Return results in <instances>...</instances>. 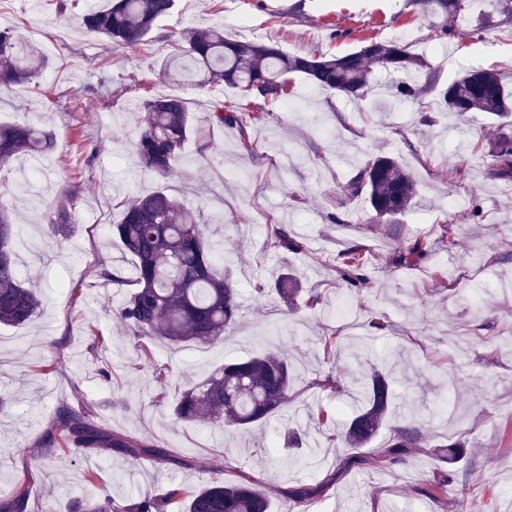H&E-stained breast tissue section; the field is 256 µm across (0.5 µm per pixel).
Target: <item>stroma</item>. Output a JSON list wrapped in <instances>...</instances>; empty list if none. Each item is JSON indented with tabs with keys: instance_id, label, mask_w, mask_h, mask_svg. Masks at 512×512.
<instances>
[{
	"instance_id": "35a3bbf8",
	"label": "stroma",
	"mask_w": 512,
	"mask_h": 512,
	"mask_svg": "<svg viewBox=\"0 0 512 512\" xmlns=\"http://www.w3.org/2000/svg\"><path fill=\"white\" fill-rule=\"evenodd\" d=\"M58 0H0V29L16 30L49 62L37 85L0 90V121L46 126L55 133L34 182L23 173L27 158L14 161L0 196L24 194L13 221L19 238L22 278L37 288L41 313L30 324L0 329V502L29 489L28 512H70L88 493L109 495L123 505L158 497L170 483L195 487L216 474L248 473L272 501L274 512H512V348L497 349L512 331V181L491 175L497 125L484 113L458 117L408 103L387 106L380 93L352 100L310 87L294 76L296 108L254 100L268 113L251 127L256 158L241 155L237 128L211 127L206 150L188 142L185 163L166 179L142 171L131 142L147 96L184 97L193 118L206 124L216 101L237 99L229 88L158 82L157 62L170 54V37L184 29L223 27L233 38L276 40L286 52L320 50L341 55L371 37L403 38L430 63L440 85L472 67L512 75V23L503 22L490 0H473L455 35L435 40L431 19L416 15L406 0H180L142 46L114 48L88 35L78 11L59 12ZM84 137L97 147L91 165L72 144ZM389 154L415 177L417 196L393 224L370 223L367 196L345 199L343 187L369 160ZM466 162L463 181L448 169ZM166 187L185 207L200 212L214 239L224 242V265L238 281L243 317L223 343L171 347L153 343L144 356L112 316L119 289L97 282L101 266L130 269V258L109 234L129 195ZM481 205L484 219L469 213ZM72 212L68 236L53 234L59 206ZM289 225L300 253L265 248V226ZM449 232L455 248L440 241ZM373 253L369 284L358 292L336 280L331 261L337 240ZM421 241L428 254L414 267L395 264L398 251ZM293 269L303 288L319 289L324 313L288 311L272 286ZM268 295H254L257 284ZM388 322L370 331L369 319ZM108 340L93 347L91 332ZM337 334L342 345L326 353L322 339ZM276 352L293 363L297 398L265 424L247 431L204 422H174L153 376L168 367V393L206 379L224 361ZM401 354L409 365L395 377L397 404L414 408L419 434L405 463L386 469L378 458L400 420L390 415L380 435L359 450L346 448L333 427L318 425L321 410L348 417V395L360 374ZM55 372H45L46 364ZM107 368L101 376L99 368ZM332 373L338 392L309 388L316 374ZM84 397L104 424L147 443L163 445L168 460L127 459L106 452L45 455L43 439L57 408ZM316 423L305 463L291 466L282 448L285 427ZM463 442L466 452L444 462V445ZM95 473V486L85 476ZM449 473L454 496L434 489ZM310 488L295 503L298 488Z\"/></svg>"
}]
</instances>
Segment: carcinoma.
<instances>
[{
	"label": "carcinoma",
	"instance_id": "1",
	"mask_svg": "<svg viewBox=\"0 0 512 512\" xmlns=\"http://www.w3.org/2000/svg\"><path fill=\"white\" fill-rule=\"evenodd\" d=\"M469 0H408L413 11L437 18L436 37L448 39L453 23L467 12ZM175 8V0H104V6L80 16L89 34L129 47L143 43L154 33L160 19ZM176 52L158 63V74L176 81L198 79V83L232 88L240 102L218 103L209 122L235 126L240 131L243 153L254 156L256 145L248 134L252 123L265 121L267 112H245L243 102L261 98L278 103L293 94L289 76H304L313 88L360 98L372 90L369 77L374 69L391 75L382 93L397 102H409L424 112L431 108L429 94L436 78L427 74L423 84L415 73L426 68L424 58L400 40L371 38L354 52L342 56L317 53L289 54L273 42L239 40L224 34V28L186 30L175 39ZM46 60L24 44L13 32L0 31V86H24L39 78ZM443 111L463 115L485 112L493 116L512 114V89L495 70L472 68L448 83L439 93ZM133 156L139 167L160 178L182 163L190 137L207 147V134L195 127L187 102L180 96H155L143 103ZM51 132L38 127L0 124V173L11 169L21 155H34L52 146ZM492 175L512 180V135L501 134L492 149ZM367 194L371 223H382L405 211L417 194V183L397 159L378 156L368 162L344 186L348 199ZM13 203L0 202V325L19 326L31 321L41 305L40 294L26 285L16 266V236ZM112 238L131 257L132 275H118L103 266L100 279L127 289L115 309L116 318L129 335L141 341L144 354H151L146 341L170 346L192 342L212 346L224 340L226 331L240 320L241 291L231 272L220 267L224 242L213 240L208 225L185 208L167 189L136 196L122 204L120 219L109 228ZM266 247L277 252L298 253L303 249L286 224H269ZM427 251L420 242L398 253L399 266L421 262ZM372 261L370 249L347 244L336 254V271L353 288L367 282ZM275 288L287 305L299 292L287 273ZM296 397L292 364L276 352H262L241 360H228L204 381L183 388L169 403L173 421L189 424L202 418L214 425L247 427L267 421ZM395 393L391 374L375 369L362 377L353 397L357 409L346 420L340 435L351 448H364L380 433L392 411ZM53 447L48 455L75 446L86 452L115 453L137 459L153 456L167 459L165 449L148 445L126 434L114 432L96 421L88 404L65 405L57 412ZM418 437L412 428L398 426L383 462L397 461L396 449L413 448ZM258 480L245 474L216 476L204 486L190 489L170 484L159 498L129 501L122 508L107 497L88 496L74 501L72 512H270L271 503L257 489Z\"/></svg>",
	"mask_w": 512,
	"mask_h": 512
}]
</instances>
